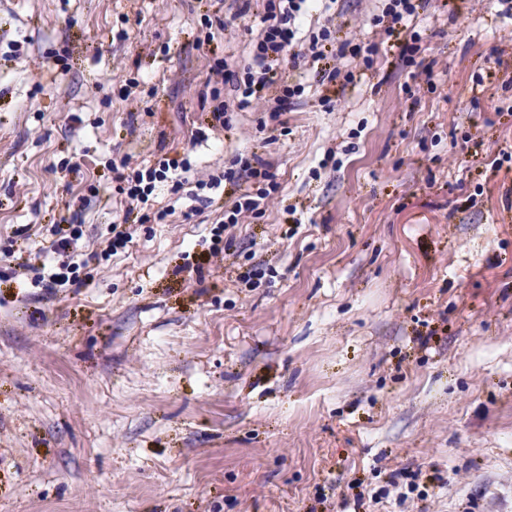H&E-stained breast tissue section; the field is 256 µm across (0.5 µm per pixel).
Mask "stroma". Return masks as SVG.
Returning <instances> with one entry per match:
<instances>
[{
    "label": "stroma",
    "instance_id": "1",
    "mask_svg": "<svg viewBox=\"0 0 512 512\" xmlns=\"http://www.w3.org/2000/svg\"><path fill=\"white\" fill-rule=\"evenodd\" d=\"M239 6L0 0V512H512V16L426 0L390 35L336 0L299 40L371 66L281 67L279 120L214 129L212 66L265 26ZM126 157L189 159L166 223L93 193ZM257 157L272 199L215 236ZM79 266L62 262L54 272L49 275V284L47 288H75L81 285V279L78 274Z\"/></svg>",
    "mask_w": 512,
    "mask_h": 512
}]
</instances>
